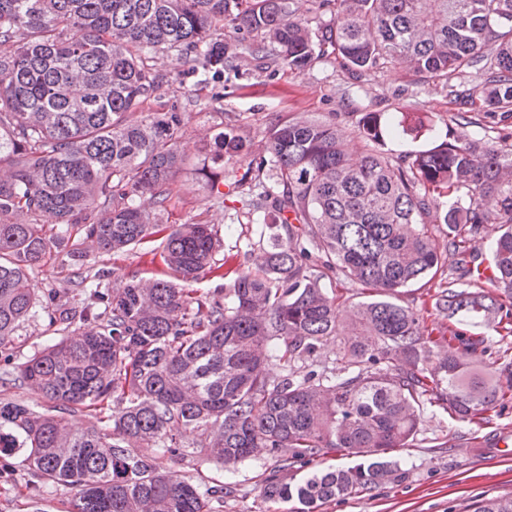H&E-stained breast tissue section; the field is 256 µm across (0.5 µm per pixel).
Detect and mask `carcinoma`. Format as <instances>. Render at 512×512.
Wrapping results in <instances>:
<instances>
[{
  "label": "carcinoma",
  "instance_id": "1",
  "mask_svg": "<svg viewBox=\"0 0 512 512\" xmlns=\"http://www.w3.org/2000/svg\"><path fill=\"white\" fill-rule=\"evenodd\" d=\"M159 52L179 63L192 52L193 71L214 76L244 56L301 73L332 54L356 77L398 64L480 113L512 112V0H0V345L46 312L28 271L67 246L77 262L84 244L121 253L157 237L184 279L231 266V255L216 259L209 225L160 221L186 158L181 113L149 109L182 83L181 70L152 64ZM477 66L475 100L456 80ZM401 130L381 112L351 134L304 116L271 122L245 205L271 207L288 241L250 271H225L234 277L220 292L192 297L166 279L76 282L81 311L60 307L53 320L94 325L17 366L47 408L0 400V454L23 456L28 497L57 484L73 492L71 512H205L263 450L274 462L263 497L319 512L401 479L391 453L415 439L424 403L490 423L512 400V359L466 356L486 343L471 327L512 335V132L493 143L450 133L393 158L384 146ZM213 145L215 164L244 157L230 133ZM268 164L280 194L263 180ZM487 224L500 234L482 280ZM314 256L368 299L341 309ZM444 271L433 308L448 325L434 339L397 295ZM330 342L335 377L296 375L295 362ZM271 362L281 374L268 373ZM82 409L99 425L73 428L66 415ZM159 448L214 460L224 478L200 486L161 472ZM333 453L359 463L288 477ZM475 512H512V497Z\"/></svg>",
  "mask_w": 512,
  "mask_h": 512
}]
</instances>
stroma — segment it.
Masks as SVG:
<instances>
[{
    "instance_id": "35a3bbf8",
    "label": "stroma",
    "mask_w": 512,
    "mask_h": 512,
    "mask_svg": "<svg viewBox=\"0 0 512 512\" xmlns=\"http://www.w3.org/2000/svg\"><path fill=\"white\" fill-rule=\"evenodd\" d=\"M184 81L192 86V95L170 88L163 100L183 114L185 135L180 149L195 169L178 174L180 192L163 221L182 224L192 219L210 225L220 236L221 253L237 255L247 266L287 232L281 224H264L262 213L239 203L237 183L250 179L247 161L226 164L223 192L227 204H213L209 183L200 172L210 151L206 136L233 131L243 139L247 152L256 156L264 152L269 125L277 118L311 115L352 131L368 112H383L395 120L402 113H413L419 129L387 144L396 156L432 146L447 130L456 129L460 111L442 84L417 82L401 68L384 69L359 82L332 57L299 74L273 75L242 60L237 69L207 84L197 85L190 73ZM228 225L233 228L229 234L224 231ZM98 273L112 287L121 288L133 280L168 277L169 270L151 244L143 243L113 255L91 251L77 264L66 253H59L31 270L30 283L41 297L56 293L75 304L79 301L77 278ZM59 336L43 314L20 326L0 352L1 399L44 408V400L18 379L15 366ZM495 438L512 446V402L490 424L479 428L451 419L439 407L424 405L413 445L398 454L405 478L329 502L320 512H473L481 500L512 496V457H495L489 445ZM12 463L11 481H0V512H67L70 489L56 486L39 504H32L26 496L28 474L20 456H13ZM272 465L264 455L240 465L236 489L225 498L223 512H284V505L262 498L261 476Z\"/></svg>"
}]
</instances>
